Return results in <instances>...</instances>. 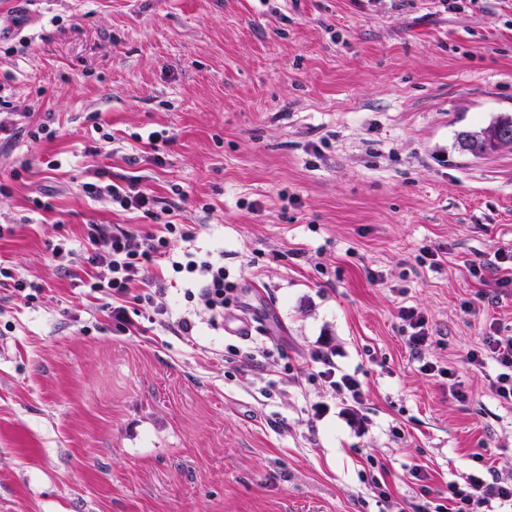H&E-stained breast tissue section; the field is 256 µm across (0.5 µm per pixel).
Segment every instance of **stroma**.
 Wrapping results in <instances>:
<instances>
[{"label": "stroma", "instance_id": "obj_1", "mask_svg": "<svg viewBox=\"0 0 512 512\" xmlns=\"http://www.w3.org/2000/svg\"><path fill=\"white\" fill-rule=\"evenodd\" d=\"M8 12L0 95L59 133L0 142V265L43 286L24 304L0 285V512H413L422 489L512 477V406L487 389L495 364L467 359L490 329L512 334V270L479 271L512 245V151L455 140L512 113V0ZM154 131L170 138L161 166ZM99 172L183 188L176 220L198 230L174 249L223 261L266 357L229 355L245 342L220 323L172 331L183 289L127 300L125 328L55 268L48 243L80 244L85 223L157 229L86 198ZM42 192L52 211L34 209ZM404 307L427 322L422 355ZM324 354L362 404L319 377Z\"/></svg>", "mask_w": 512, "mask_h": 512}]
</instances>
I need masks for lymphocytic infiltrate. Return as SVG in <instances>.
Masks as SVG:
<instances>
[{
	"label": "lymphocytic infiltrate",
	"mask_w": 512,
	"mask_h": 512,
	"mask_svg": "<svg viewBox=\"0 0 512 512\" xmlns=\"http://www.w3.org/2000/svg\"><path fill=\"white\" fill-rule=\"evenodd\" d=\"M81 191L90 199L108 202L121 210L164 220L162 229L155 233L90 223L84 228L81 250H74L65 238L51 246L59 268L70 269L77 259L90 267L82 285L113 301L111 316L118 323L128 322L122 300L133 297L135 286L147 285L146 265L159 258L167 259L175 273L185 274L193 282L194 288L186 296L196 299L209 319L223 317L225 308L239 305L238 287L230 281L223 263L198 258L190 251L173 258L169 249L172 240L188 242L195 237L187 225L172 221L174 204H161L132 180L124 185L109 180L85 182ZM468 360L478 369L489 360L497 364L498 372L489 379L488 390L501 404L512 406V335L490 332L483 337L481 348L469 353ZM492 503L498 504L502 512H512V479L488 481L477 475L468 476L464 483H449L446 503L425 499L416 504L415 512H478Z\"/></svg>",
	"instance_id": "1"
}]
</instances>
